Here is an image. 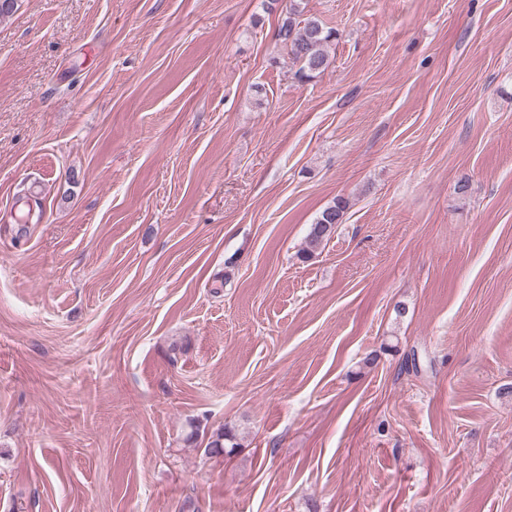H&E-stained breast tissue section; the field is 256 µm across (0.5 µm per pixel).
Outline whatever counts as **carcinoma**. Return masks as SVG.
I'll return each mask as SVG.
<instances>
[{"label":"carcinoma","mask_w":512,"mask_h":512,"mask_svg":"<svg viewBox=\"0 0 512 512\" xmlns=\"http://www.w3.org/2000/svg\"><path fill=\"white\" fill-rule=\"evenodd\" d=\"M284 16L279 26V37L288 49L292 59L300 64L299 77L310 79L324 71L330 64L326 45L335 39V32L323 26L313 16H304L303 0H286ZM349 202L343 197L335 198L317 217L307 236L304 258L318 253L339 224L343 223ZM240 447L233 429L224 426L208 438L204 452L211 456L231 455Z\"/></svg>","instance_id":"1"}]
</instances>
